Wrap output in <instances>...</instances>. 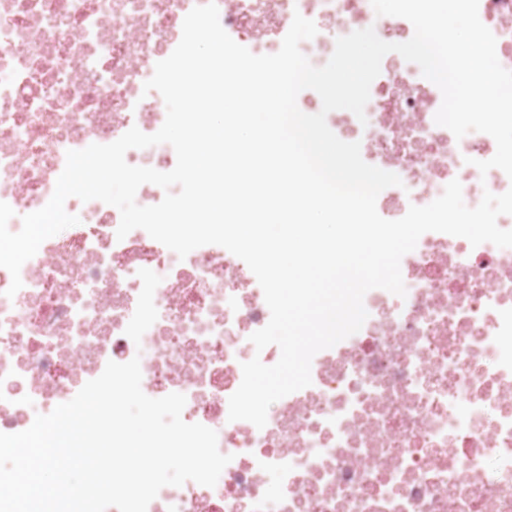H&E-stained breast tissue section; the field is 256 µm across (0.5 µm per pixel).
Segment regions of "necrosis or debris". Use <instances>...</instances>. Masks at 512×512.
I'll list each match as a JSON object with an SVG mask.
<instances>
[{"mask_svg":"<svg viewBox=\"0 0 512 512\" xmlns=\"http://www.w3.org/2000/svg\"><path fill=\"white\" fill-rule=\"evenodd\" d=\"M202 2L0 0V202L15 212L11 231L48 203L67 151L161 128L164 100L144 84ZM216 4L222 27L256 45L280 41L294 14L313 20L317 35L300 45L312 60L356 30L392 43L414 34L406 19L376 16L370 0ZM479 17L512 70V0H479ZM441 103L419 66L392 52L365 119L326 118L401 178L377 198L385 219L431 203L455 179L470 207L512 188L502 170L476 167L494 156V139L455 138L435 122ZM65 209L79 224L40 245L14 297L0 267V433L28 429L107 362L136 358L143 392L184 394L183 420L215 430L232 457L214 487H164L147 512H512V359L502 355L512 346V248L423 234L401 260L405 296L367 292L361 330L319 351L311 385L273 403L260 429L228 419L242 363L281 355L250 341L270 310L247 264L218 245L181 259L141 229L117 239L120 212L98 200L71 197ZM143 268L162 281L158 318L136 343L125 329Z\"/></svg>","mask_w":512,"mask_h":512,"instance_id":"1","label":"necrosis or debris"}]
</instances>
